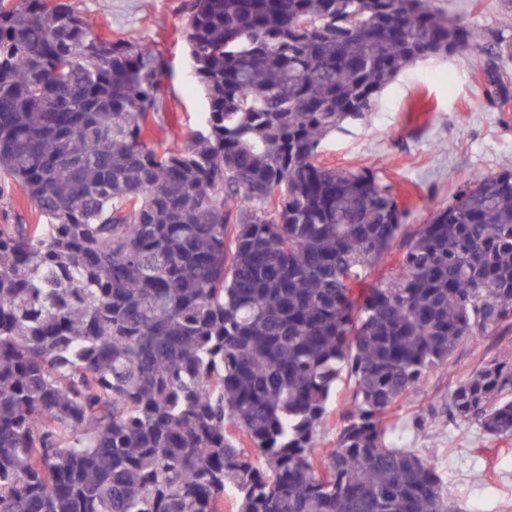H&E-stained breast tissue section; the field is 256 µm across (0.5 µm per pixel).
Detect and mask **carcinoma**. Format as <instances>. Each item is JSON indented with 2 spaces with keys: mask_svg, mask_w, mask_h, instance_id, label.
Masks as SVG:
<instances>
[{
  "mask_svg": "<svg viewBox=\"0 0 512 512\" xmlns=\"http://www.w3.org/2000/svg\"><path fill=\"white\" fill-rule=\"evenodd\" d=\"M183 13L207 111L159 151L156 47L72 0H0V198L39 215L0 224V512H224L230 489L236 512H473L387 419L464 341L512 332V170L406 230L372 168L318 148L481 34L433 0ZM509 392L492 358L431 417L512 439Z\"/></svg>",
  "mask_w": 512,
  "mask_h": 512,
  "instance_id": "cac0c4a2",
  "label": "carcinoma"
}]
</instances>
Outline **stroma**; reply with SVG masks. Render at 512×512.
<instances>
[{
	"mask_svg": "<svg viewBox=\"0 0 512 512\" xmlns=\"http://www.w3.org/2000/svg\"><path fill=\"white\" fill-rule=\"evenodd\" d=\"M449 17L481 29L486 45L512 38V0H437ZM95 29L113 36L141 39L167 59L165 121L155 130L156 147L172 148L196 129L206 102L195 86L184 39L180 0H74ZM498 63L512 96V60L468 52L432 57L403 70L379 94L365 118L345 122L321 148L323 161L336 167H371L393 185L408 224H424L448 202L462 181L512 169V105L506 111L486 106L478 77ZM512 353V335L472 337L457 351L452 371H432L422 393L404 399L394 419L404 445L432 460L449 492L484 512H498L512 501V439L482 441L476 425L427 423L414 432L415 419L427 415L430 402L449 392L483 361ZM486 470L490 488L474 475Z\"/></svg>",
	"mask_w": 512,
	"mask_h": 512,
	"instance_id": "stroma-1",
	"label": "stroma"
}]
</instances>
